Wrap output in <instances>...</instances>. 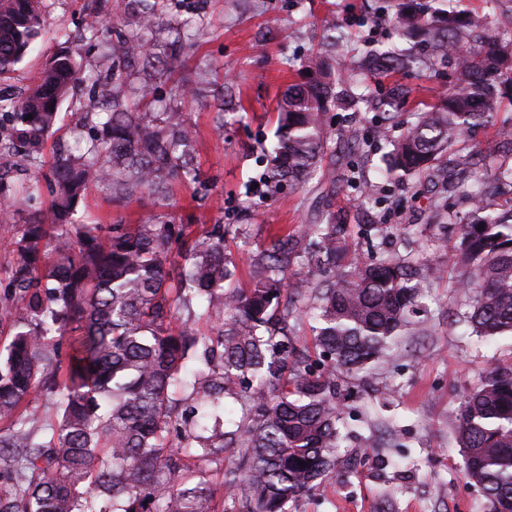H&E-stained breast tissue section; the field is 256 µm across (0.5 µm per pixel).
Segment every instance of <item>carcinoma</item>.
Instances as JSON below:
<instances>
[{"label":"carcinoma","instance_id":"carcinoma-1","mask_svg":"<svg viewBox=\"0 0 512 512\" xmlns=\"http://www.w3.org/2000/svg\"><path fill=\"white\" fill-rule=\"evenodd\" d=\"M396 22L411 46L376 50L366 66L378 75L425 59H456L454 88L418 115L392 144L389 178L419 175L456 162V145L493 126L512 102V41L487 34L488 15L464 14L453 0H396ZM126 31L112 47V111L106 137L76 156L57 158L51 202L13 242L11 284L18 302L0 308L10 341L0 350V512H288V502L319 488L335 468L341 433L340 375L366 372L387 357L416 306L419 268L406 254L341 270L346 225L320 215L297 236L277 240L255 259L247 290L225 287L232 272L224 229L194 235L156 214L143 224H76L79 199L92 188L119 198L196 182L193 132L181 112L156 95L194 45L203 19L195 6L170 37L157 31L172 0H121ZM102 5L90 0L82 37L108 30ZM41 26L39 0H0V79L22 62ZM139 68L140 99L162 108L135 112L120 88ZM81 80L76 62L54 55L38 83L16 100L0 92V130L39 149L57 108ZM336 79L321 55L277 105L276 141L267 180L303 186L330 150L324 116L336 106ZM448 189L469 200L448 261L458 287L472 295L465 322L476 336L512 334V206L486 191L479 168ZM493 181L512 189V163ZM183 262L172 259L174 248ZM308 259L307 274L288 268ZM198 302L197 319H221L201 333L172 326L176 309ZM313 312L311 358L290 320ZM53 397L56 420L31 405ZM228 413L235 428H224ZM465 476L492 504L512 512V369L494 366L465 396L455 420ZM178 439L181 445H173ZM306 462L301 466L298 461Z\"/></svg>","mask_w":512,"mask_h":512}]
</instances>
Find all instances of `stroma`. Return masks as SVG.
<instances>
[{"instance_id": "stroma-1", "label": "stroma", "mask_w": 512, "mask_h": 512, "mask_svg": "<svg viewBox=\"0 0 512 512\" xmlns=\"http://www.w3.org/2000/svg\"><path fill=\"white\" fill-rule=\"evenodd\" d=\"M88 4L42 0V35L17 71L0 81V89L24 93L62 48L81 67L82 80L61 104L57 129L40 153L38 186L13 215L18 224L47 210L57 157L88 144L74 112L100 111L112 96L111 62L102 42L76 37ZM392 11V0H210L194 54L159 86L160 96L172 100L192 128L199 182L172 184L164 198L144 192L121 200L95 190L76 208L82 223L134 224L165 213L198 233L224 225L235 288L251 286L255 258L278 236L299 233L327 212L346 226V262L410 253L419 264L443 269V278L420 282L417 317L429 323L430 335L404 336L386 361L344 377L335 473L320 490L290 501L288 512H492L465 477L454 420L463 396L490 366H512V336L482 338L462 322L468 299L458 292L457 271L448 262L457 229L444 224L443 214H467L469 202L444 193L446 171L403 181L382 174L391 141L424 104L447 95L455 75L446 61L385 78L353 70L368 51L405 47ZM329 16L336 22L330 33L324 28ZM328 36L336 43L338 92L362 96L355 108L335 107L325 116L335 149L323 167L334 176L315 177L302 187L272 186L263 173L277 129V101ZM201 67L209 69L210 83L199 97L174 98L175 83L193 81ZM390 107L395 117L387 122L386 140L369 139ZM369 224L391 226L394 233L370 245Z\"/></svg>"}]
</instances>
